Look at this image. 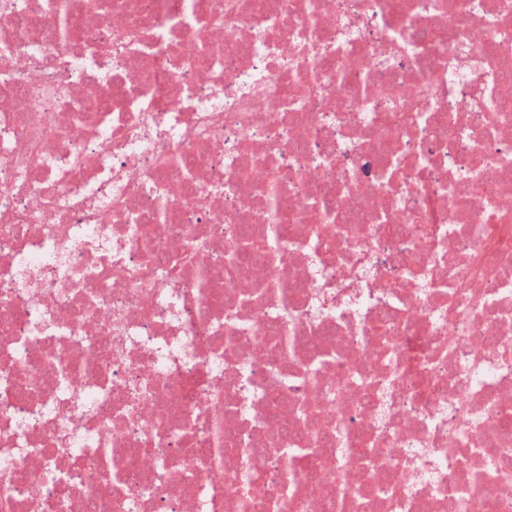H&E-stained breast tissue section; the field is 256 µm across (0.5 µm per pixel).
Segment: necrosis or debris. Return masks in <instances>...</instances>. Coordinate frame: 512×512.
<instances>
[{
  "label": "necrosis or debris",
  "instance_id": "4bbe7bcc",
  "mask_svg": "<svg viewBox=\"0 0 512 512\" xmlns=\"http://www.w3.org/2000/svg\"><path fill=\"white\" fill-rule=\"evenodd\" d=\"M110 2L0 0V512H512V0Z\"/></svg>",
  "mask_w": 512,
  "mask_h": 512
}]
</instances>
